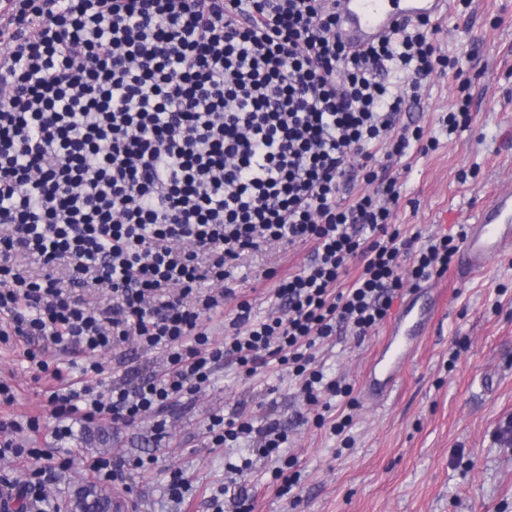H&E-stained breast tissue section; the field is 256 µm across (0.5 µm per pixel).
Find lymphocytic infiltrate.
Instances as JSON below:
<instances>
[{
	"instance_id": "lymphocytic-infiltrate-1",
	"label": "lymphocytic infiltrate",
	"mask_w": 512,
	"mask_h": 512,
	"mask_svg": "<svg viewBox=\"0 0 512 512\" xmlns=\"http://www.w3.org/2000/svg\"><path fill=\"white\" fill-rule=\"evenodd\" d=\"M437 33L414 20L354 54L322 0H0V343L55 381V436L77 414L151 416L164 438L163 410L227 359L291 366L313 401L322 383L341 392L313 348L345 328L367 335L404 286L445 273L459 250L448 235L401 236L386 163L437 147L406 118L434 74L462 75ZM359 182L380 190L355 193ZM279 241L312 247L306 268L277 279L281 315L255 318L241 300L235 333L213 340L203 323L231 295L232 262ZM20 255L44 274L21 271ZM61 260L72 287L109 289L110 306L62 288ZM205 282L218 291L200 293ZM166 288L178 296L162 298ZM132 337L162 350L164 368L108 375L96 354ZM62 343L91 354L79 375L45 359ZM23 429L39 434V419L0 416V457L30 474H1L0 488L37 510L42 451L15 442ZM207 431L217 447L256 435L265 457L288 439L280 423L257 431L217 413Z\"/></svg>"
}]
</instances>
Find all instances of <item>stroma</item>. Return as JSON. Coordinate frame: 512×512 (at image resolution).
<instances>
[{
  "mask_svg": "<svg viewBox=\"0 0 512 512\" xmlns=\"http://www.w3.org/2000/svg\"><path fill=\"white\" fill-rule=\"evenodd\" d=\"M436 23L438 48L458 57L470 82L473 119L455 134L441 132L438 119L458 83L434 76L413 117L425 137L438 138L437 150L423 156L412 147L388 161L402 192L396 222L407 237L456 235L487 190L512 186V0H470L466 7L450 0ZM462 169L471 173L464 182L457 178ZM310 255V246L285 242L244 253L226 282L234 298L207 323L213 339L232 333L239 296H248L257 316L276 313L277 282L267 271H301ZM434 283L442 309L386 403L363 398L366 368L385 332L380 326L314 350L325 380L350 386V396L325 391L310 405L285 368L272 363L249 376L228 360L210 387L175 406L160 441L151 422L124 427L108 418L72 420L70 436L55 437L48 382L33 381L20 348L0 344V380L16 389L6 415L22 424L36 417L43 427L24 445L47 453L44 512H55L87 483L81 456L121 451L152 460L106 486L125 494L133 512H213L214 498L224 512H241L222 488L244 463L252 512H512V437L504 431L512 421V258H490L467 282L451 268ZM219 410L257 429L280 422L288 440L269 459L255 456L251 437L211 446L208 419ZM344 417L349 426L335 433L333 424ZM285 464L297 473L290 487L272 477ZM174 468L189 480L182 508L166 492Z\"/></svg>",
  "mask_w": 512,
  "mask_h": 512,
  "instance_id": "35a3bbf8",
  "label": "stroma"
}]
</instances>
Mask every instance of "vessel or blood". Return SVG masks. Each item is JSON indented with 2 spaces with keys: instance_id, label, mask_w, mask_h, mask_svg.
I'll return each instance as SVG.
<instances>
[{
  "instance_id": "b4317fda",
  "label": "vessel or blood",
  "mask_w": 512,
  "mask_h": 512,
  "mask_svg": "<svg viewBox=\"0 0 512 512\" xmlns=\"http://www.w3.org/2000/svg\"><path fill=\"white\" fill-rule=\"evenodd\" d=\"M447 6L448 0H336V33L351 52H360L399 23L436 17ZM511 255L512 189H508L478 201L466 220L458 271L466 277L476 276L489 257ZM437 309L438 297L432 287L409 291L369 365L364 387L367 402L378 405L389 398Z\"/></svg>"
}]
</instances>
